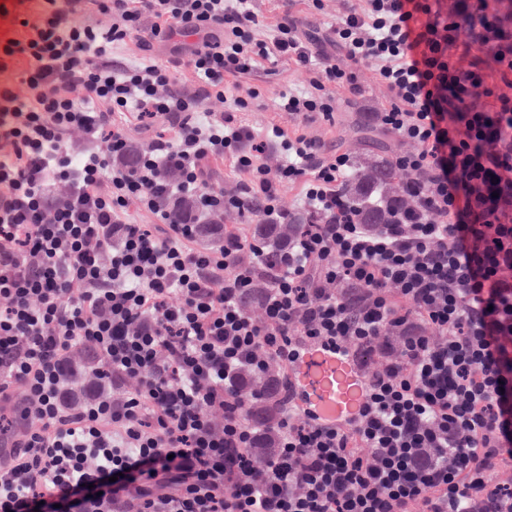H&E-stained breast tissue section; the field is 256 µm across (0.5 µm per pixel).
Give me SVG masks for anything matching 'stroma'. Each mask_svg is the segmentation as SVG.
Segmentation results:
<instances>
[{
	"mask_svg": "<svg viewBox=\"0 0 512 512\" xmlns=\"http://www.w3.org/2000/svg\"><path fill=\"white\" fill-rule=\"evenodd\" d=\"M344 5V0H323V7L318 10L310 0H254L253 9L262 32L273 29L284 13L289 11L299 18L303 30L317 33L325 42L331 35V24L342 16ZM308 79L309 74L305 69L284 61L276 67L264 66L253 74L241 77L242 86L254 87L260 92L249 111L243 113V122L259 134L274 125L288 132L299 131L324 141L327 154L342 152L355 161L371 151L388 158L413 150V143L380 133L365 119L366 113L387 107L392 101L390 92L380 84L372 67L365 65L357 70L360 94L337 90L336 112L328 120L319 115L305 118L280 110L282 92L291 87L302 88Z\"/></svg>",
	"mask_w": 512,
	"mask_h": 512,
	"instance_id": "stroma-1",
	"label": "stroma"
}]
</instances>
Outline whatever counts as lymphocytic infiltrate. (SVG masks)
<instances>
[{"label":"lymphocytic infiltrate","instance_id":"obj_1","mask_svg":"<svg viewBox=\"0 0 512 512\" xmlns=\"http://www.w3.org/2000/svg\"><path fill=\"white\" fill-rule=\"evenodd\" d=\"M18 36L0 40V403L14 402L15 452L0 458V512H512V15L503 0H355L333 28L349 68L313 52L318 36L284 14L256 33L251 0H28ZM99 12L94 29L76 15ZM188 57L127 64L174 35ZM305 68L288 114L330 116L334 88L359 92L372 65L391 93L376 127L415 151L411 208L362 223L342 191L347 154L325 156L299 132L264 137L238 118L259 93L239 79L261 62ZM189 70L198 88L177 86ZM230 105L205 112L209 97ZM484 97L483 108L471 105ZM165 117L171 138L123 162L130 120ZM80 129L108 154L73 156ZM284 161L270 172L265 144ZM230 161L237 193L206 187ZM177 166L180 180L166 170ZM70 187L60 203L54 184ZM301 187L315 221L273 261L240 230L197 250V227L165 202L285 215L282 184ZM151 224L128 222L129 207ZM263 319L242 301L259 277ZM435 336H428V329ZM92 350L110 380L135 377L119 403L67 402L69 351ZM382 350L347 422L300 408L289 369L308 347ZM279 362L282 415L272 461L239 394L243 370ZM222 410L215 427L211 413ZM37 425H30V418Z\"/></svg>","mask_w":512,"mask_h":512}]
</instances>
